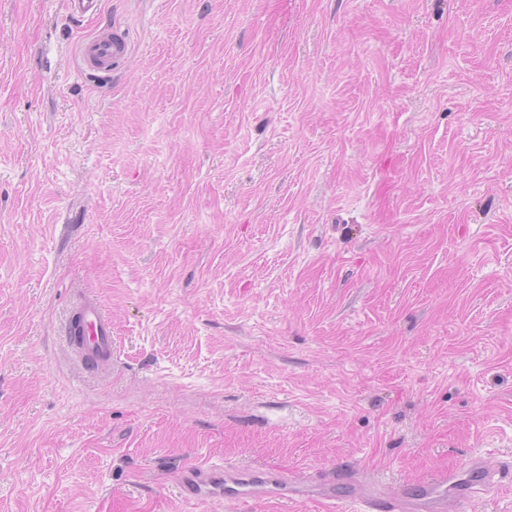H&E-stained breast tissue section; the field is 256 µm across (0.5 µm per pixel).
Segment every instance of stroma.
Returning a JSON list of instances; mask_svg holds the SVG:
<instances>
[{
	"instance_id": "1",
	"label": "stroma",
	"mask_w": 512,
	"mask_h": 512,
	"mask_svg": "<svg viewBox=\"0 0 512 512\" xmlns=\"http://www.w3.org/2000/svg\"><path fill=\"white\" fill-rule=\"evenodd\" d=\"M473 455L512 458V0H0V512ZM70 14L77 19L95 20L101 13V0H64ZM132 47L125 33L115 28L99 27L79 47L78 65L86 77H98L115 70L126 59ZM75 316L81 320V324L87 336V339L82 345L75 343L76 355L82 360L87 356H96L101 365L111 363L112 326L101 304L94 299H81L73 310L68 327L69 334L71 331V322Z\"/></svg>"
}]
</instances>
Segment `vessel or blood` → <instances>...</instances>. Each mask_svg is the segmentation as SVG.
Wrapping results in <instances>:
<instances>
[{
    "mask_svg": "<svg viewBox=\"0 0 512 512\" xmlns=\"http://www.w3.org/2000/svg\"><path fill=\"white\" fill-rule=\"evenodd\" d=\"M70 14L93 20L102 10V0H64ZM132 47L125 33L101 27L84 40L78 52V65L87 77L115 70ZM86 333L77 346L78 357H98L100 363L112 361V326L101 304L93 299L79 301L74 311ZM183 500L197 503L224 501L248 507L267 497L289 501L320 499L332 502L336 512H447L456 507L465 512L474 493L512 485V462L487 464L472 456L455 468L431 470L424 478L399 489L383 491L360 478L344 486L335 481L308 483L288 470L261 467L227 468L217 464H185L177 478Z\"/></svg>",
    "mask_w": 512,
    "mask_h": 512,
    "instance_id": "vessel-or-blood-1",
    "label": "vessel or blood"
}]
</instances>
